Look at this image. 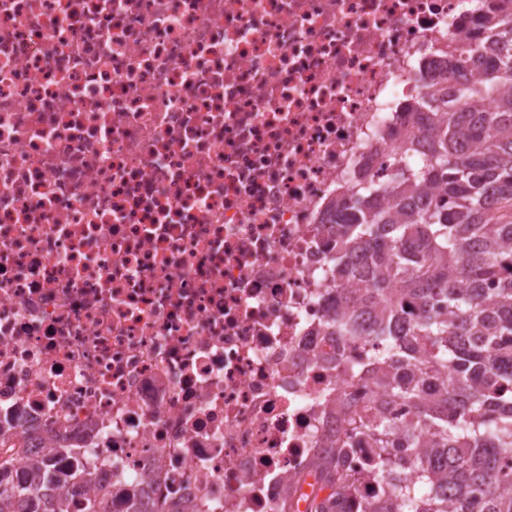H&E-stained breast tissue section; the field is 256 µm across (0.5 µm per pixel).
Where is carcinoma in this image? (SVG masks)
Listing matches in <instances>:
<instances>
[{"instance_id":"carcinoma-1","label":"carcinoma","mask_w":512,"mask_h":512,"mask_svg":"<svg viewBox=\"0 0 512 512\" xmlns=\"http://www.w3.org/2000/svg\"><path fill=\"white\" fill-rule=\"evenodd\" d=\"M481 79L459 93L433 128L428 154L409 165L400 147L390 206L373 213L379 189L361 174L336 199L339 234L330 250L342 289L329 327L373 339L374 385L385 400L336 401L348 429L319 450L277 512H354L363 476L375 497L359 512H512V25L496 32ZM497 97L496 110H481ZM417 302L406 314V298ZM409 405L405 426L388 413ZM364 474L345 465L358 439ZM310 492L303 491L307 478ZM0 512H67L58 495L33 504L40 462L19 474L0 459Z\"/></svg>"}]
</instances>
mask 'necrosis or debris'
<instances>
[{"mask_svg": "<svg viewBox=\"0 0 512 512\" xmlns=\"http://www.w3.org/2000/svg\"><path fill=\"white\" fill-rule=\"evenodd\" d=\"M512 0H0V456L114 512H275L371 399L337 195L390 191ZM78 447L79 455L55 450Z\"/></svg>", "mask_w": 512, "mask_h": 512, "instance_id": "obj_1", "label": "necrosis or debris"}]
</instances>
